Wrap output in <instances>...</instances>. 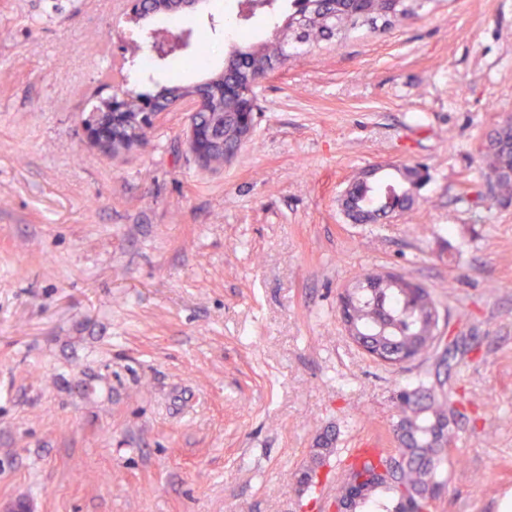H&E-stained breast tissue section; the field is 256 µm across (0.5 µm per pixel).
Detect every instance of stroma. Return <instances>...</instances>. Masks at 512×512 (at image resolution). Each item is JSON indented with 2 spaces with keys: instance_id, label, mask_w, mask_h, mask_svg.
Masks as SVG:
<instances>
[{
  "instance_id": "1",
  "label": "stroma",
  "mask_w": 512,
  "mask_h": 512,
  "mask_svg": "<svg viewBox=\"0 0 512 512\" xmlns=\"http://www.w3.org/2000/svg\"><path fill=\"white\" fill-rule=\"evenodd\" d=\"M127 19V0H0V512H330L356 449L397 448L400 391L445 401L432 512H512V205L481 196L512 116V0H426L276 70L251 136L202 167L189 115L134 152L83 130L105 84L154 92L128 50L207 30L218 72L239 0ZM420 164L413 211L354 224L359 174ZM393 269L440 311L391 366L349 338L340 293ZM333 451L298 488L322 434Z\"/></svg>"
}]
</instances>
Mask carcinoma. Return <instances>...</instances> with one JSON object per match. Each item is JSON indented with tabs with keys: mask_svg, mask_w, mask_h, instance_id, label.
Wrapping results in <instances>:
<instances>
[{
	"mask_svg": "<svg viewBox=\"0 0 512 512\" xmlns=\"http://www.w3.org/2000/svg\"><path fill=\"white\" fill-rule=\"evenodd\" d=\"M247 18L257 10L275 18L273 38L264 41L241 39L224 52V71L215 77L186 85L181 74L168 73V81L152 93L124 95L151 101L159 97L189 91L208 100L221 92L224 112V153L233 156L243 145L236 135L242 122L253 123L258 111L256 91L251 81L264 78L284 53L294 56L309 47L330 42L363 26L389 27L413 12L415 0H289L288 15H279L280 0H240ZM485 175L495 177L496 201L512 203V122L499 125L488 137L483 153ZM380 168L365 171L353 180L341 198L346 217L354 224H377L412 209L417 191L427 179L421 165L395 168L396 177L385 187L378 181ZM362 287L351 295L345 307V323L365 346L377 345L400 356L419 355L430 349L434 336L429 321L437 308L426 285L399 274L394 279L377 282L365 274ZM401 414L396 423L399 448L395 465L385 473L376 472V463L386 457L359 456L350 473L370 475L356 499L346 493L349 512H407L417 495L440 484V426L448 421L443 405L433 390L423 385L400 395Z\"/></svg>",
	"mask_w": 512,
	"mask_h": 512,
	"instance_id": "carcinoma-1",
	"label": "carcinoma"
}]
</instances>
